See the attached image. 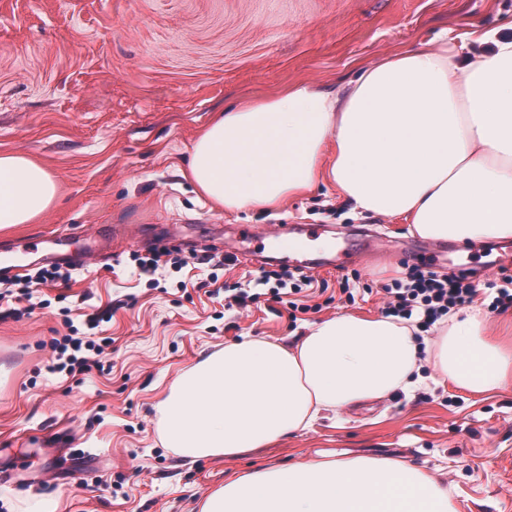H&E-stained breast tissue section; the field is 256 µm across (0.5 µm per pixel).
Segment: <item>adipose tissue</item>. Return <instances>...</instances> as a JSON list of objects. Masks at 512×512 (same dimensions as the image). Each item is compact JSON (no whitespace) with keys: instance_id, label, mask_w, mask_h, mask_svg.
I'll use <instances>...</instances> for the list:
<instances>
[{"instance_id":"ef3b65f1","label":"adipose tissue","mask_w":512,"mask_h":512,"mask_svg":"<svg viewBox=\"0 0 512 512\" xmlns=\"http://www.w3.org/2000/svg\"><path fill=\"white\" fill-rule=\"evenodd\" d=\"M489 49L472 58V44ZM227 209L272 208L321 183L353 206L402 217L422 237H512V22L466 30L438 50L382 57L346 84H300L218 112L184 173ZM56 195L48 171L0 152V228L29 224ZM479 311L454 319L436 366L474 392L512 381V351ZM412 331L340 314L291 346L250 337L181 374L158 414L167 447L239 455L338 411L410 386ZM200 512H454L432 475L386 458L311 460L225 483Z\"/></svg>"}]
</instances>
